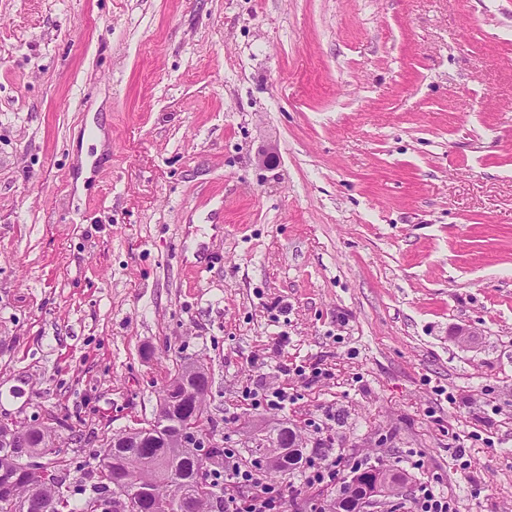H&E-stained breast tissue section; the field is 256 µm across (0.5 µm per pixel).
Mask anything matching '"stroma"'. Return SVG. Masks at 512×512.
Here are the masks:
<instances>
[{"label":"stroma","mask_w":512,"mask_h":512,"mask_svg":"<svg viewBox=\"0 0 512 512\" xmlns=\"http://www.w3.org/2000/svg\"><path fill=\"white\" fill-rule=\"evenodd\" d=\"M187 358L278 512H512V0H0V415L82 458ZM386 481L385 472L381 470L373 485H360L357 487V490H359V497L357 498L358 512H373L370 508H375L385 498L381 489L386 484ZM454 502L448 494L433 486L424 487L417 504V512H456Z\"/></svg>","instance_id":"obj_1"}]
</instances>
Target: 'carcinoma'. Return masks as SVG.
Returning a JSON list of instances; mask_svg holds the SVG:
<instances>
[{"instance_id": "obj_1", "label": "carcinoma", "mask_w": 512, "mask_h": 512, "mask_svg": "<svg viewBox=\"0 0 512 512\" xmlns=\"http://www.w3.org/2000/svg\"><path fill=\"white\" fill-rule=\"evenodd\" d=\"M186 374L202 387L209 385L198 363L178 366L177 375ZM168 393L178 399L174 411L159 409L152 422L116 448L107 438L88 462L54 451L58 443L49 425L1 420L0 429L26 435L27 447L0 443V477L12 480L10 489L0 493V512H64L74 495L82 496L80 512H88L93 499L121 496L129 499V512H155L157 498L170 499V512H224V489L218 482L224 449L209 448L214 467L204 470L199 449L175 448L172 442L184 419L204 416L206 398H184L171 385L163 391ZM302 459V449L293 448L280 458L276 471L294 470Z\"/></svg>"}]
</instances>
